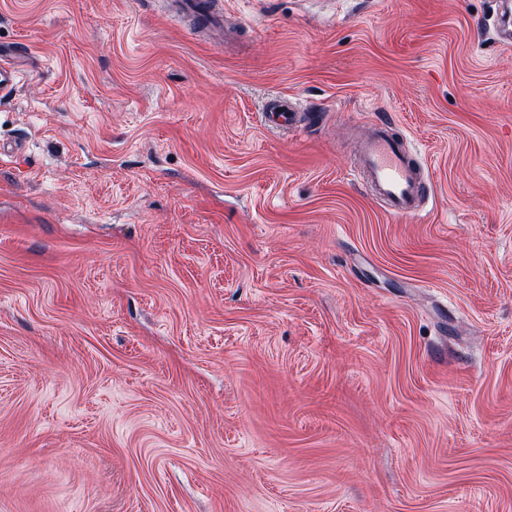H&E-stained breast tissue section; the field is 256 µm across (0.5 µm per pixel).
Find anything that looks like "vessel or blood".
<instances>
[{"instance_id": "vessel-or-blood-1", "label": "vessel or blood", "mask_w": 512, "mask_h": 512, "mask_svg": "<svg viewBox=\"0 0 512 512\" xmlns=\"http://www.w3.org/2000/svg\"><path fill=\"white\" fill-rule=\"evenodd\" d=\"M188 13L206 14L212 27H219L224 15L222 0H184ZM498 42H512V0H500L496 12ZM20 68L15 60L0 59V96L15 88ZM263 120L270 128L296 129L305 115L288 99L278 98L267 105ZM390 119H375L360 143L359 163L353 169L355 183L377 202L381 210L397 221H414L424 216L433 197L428 172L398 136Z\"/></svg>"}]
</instances>
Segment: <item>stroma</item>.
Here are the masks:
<instances>
[{
    "label": "stroma",
    "instance_id": "stroma-1",
    "mask_svg": "<svg viewBox=\"0 0 512 512\" xmlns=\"http://www.w3.org/2000/svg\"><path fill=\"white\" fill-rule=\"evenodd\" d=\"M223 2L215 44L161 0H0V512H512L493 0ZM378 116L418 222L351 179ZM20 74V68L13 58L0 59V96L9 95L15 88ZM305 118L304 112H299L288 98L282 97L267 105L265 112H263L265 125L273 129L288 128V130H296L302 126Z\"/></svg>",
    "mask_w": 512,
    "mask_h": 512
}]
</instances>
